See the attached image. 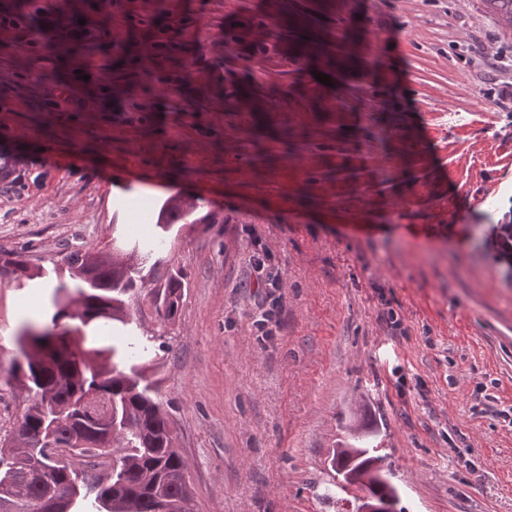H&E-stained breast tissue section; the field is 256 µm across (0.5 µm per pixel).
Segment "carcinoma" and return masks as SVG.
<instances>
[{
    "label": "carcinoma",
    "instance_id": "carcinoma-1",
    "mask_svg": "<svg viewBox=\"0 0 512 512\" xmlns=\"http://www.w3.org/2000/svg\"><path fill=\"white\" fill-rule=\"evenodd\" d=\"M483 3L502 27L512 29V0ZM196 209L194 203L187 208L170 199L161 207L157 223H210L209 214L191 218ZM142 248L145 254L139 261L125 254L107 258L94 247L74 252L68 257L70 281L55 286L52 326L66 328L64 318L82 321L90 345L112 347V362L83 355L63 333L29 342L25 333L17 336L16 344L25 342L30 351L22 359L13 358L8 382L27 394L29 406L17 421L10 447L0 448V489L23 495L36 512H159L161 502L166 512H181L182 505L193 500L186 479L188 464L175 448L162 408L157 366L140 362L148 346L116 334L109 320L101 318L108 309L112 320L128 324L129 301L148 287L151 275L146 262L154 248L134 245L137 251ZM18 268L30 278L43 275L22 253L0 252V274ZM185 288L178 273L153 288V295L162 297L165 318H175ZM92 394L107 404V414L87 409L84 402ZM101 435L109 437L104 450L96 447ZM73 456L109 469L115 464L119 470L104 481L79 480L61 464V459ZM384 463L376 445H340L330 459L332 471L340 477L336 491H354L356 502L362 494L385 512H399L400 493Z\"/></svg>",
    "mask_w": 512,
    "mask_h": 512
}]
</instances>
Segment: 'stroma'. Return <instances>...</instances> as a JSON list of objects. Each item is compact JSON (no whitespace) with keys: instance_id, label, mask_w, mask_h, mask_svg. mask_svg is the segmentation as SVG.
<instances>
[{"instance_id":"1","label":"stroma","mask_w":512,"mask_h":512,"mask_svg":"<svg viewBox=\"0 0 512 512\" xmlns=\"http://www.w3.org/2000/svg\"><path fill=\"white\" fill-rule=\"evenodd\" d=\"M282 2L0 0V250L53 287L72 251L162 240L182 307L141 296L130 327L194 512H352L325 491L358 423L403 512H512V31L482 0ZM91 56L110 79L74 81ZM172 197L210 223L157 226ZM26 283L0 279L2 438ZM266 258L267 251L263 247L256 249L252 255L250 262L254 288H278L276 281L268 278L265 268Z\"/></svg>"}]
</instances>
